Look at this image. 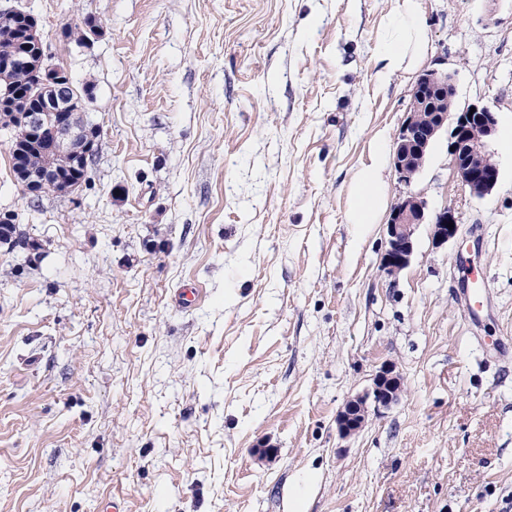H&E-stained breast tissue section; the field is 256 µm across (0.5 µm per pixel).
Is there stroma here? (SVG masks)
Masks as SVG:
<instances>
[{
	"label": "stroma",
	"instance_id": "stroma-1",
	"mask_svg": "<svg viewBox=\"0 0 512 512\" xmlns=\"http://www.w3.org/2000/svg\"><path fill=\"white\" fill-rule=\"evenodd\" d=\"M93 84L90 182L30 200L0 132V512H512V0H425L427 70L488 104L500 169L471 197L448 132L387 205L450 206L398 276L389 215L346 219L415 77L373 66L394 0H22ZM102 32L81 44L65 25ZM483 266L488 310L457 298ZM201 300L179 303L185 285ZM398 401L344 438L384 362ZM270 440L271 460L255 449ZM430 221L433 224V238L437 242L444 243L459 236V224L452 208L443 207L435 212ZM448 223H454V228L449 229Z\"/></svg>",
	"mask_w": 512,
	"mask_h": 512
}]
</instances>
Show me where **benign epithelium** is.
Instances as JSON below:
<instances>
[{"label":"benign epithelium","instance_id":"1","mask_svg":"<svg viewBox=\"0 0 512 512\" xmlns=\"http://www.w3.org/2000/svg\"><path fill=\"white\" fill-rule=\"evenodd\" d=\"M20 69L39 71V81L32 86L30 94L49 99L53 104L50 109L18 107L14 111V126L20 134L28 140H43L41 173L35 190L71 194L78 187L64 183L63 168L89 166L95 151L96 139L81 123L82 112L86 111V102L93 98V93L86 94L85 102L77 103L69 72L58 59L45 52L34 59L17 48L0 57V81L6 82L5 89H0L1 104L11 98L10 76ZM449 84V74L430 71L420 76L416 88L433 90ZM474 108L473 113L467 108L450 114L438 103L431 112H408L396 139L394 165L400 179L408 182L419 172L432 142L449 125V146L453 147L449 151L450 163L459 181L474 197L483 198L490 194L500 177L490 149L497 118L496 113L483 103L475 104ZM428 219L433 224V238L437 242L444 243L459 236V224L452 208L444 207L430 217L424 200L414 196L403 199L394 208L387 224L388 248L383 265L388 274L396 276L408 267L414 250L415 228ZM449 223L454 224V228L447 227ZM401 390L402 376L395 364L381 365L371 389L347 401L339 413L340 434L349 437L358 433L369 411L378 412L389 407L398 399Z\"/></svg>","mask_w":512,"mask_h":512}]
</instances>
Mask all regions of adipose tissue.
Wrapping results in <instances>:
<instances>
[{"label": "adipose tissue", "mask_w": 512, "mask_h": 512, "mask_svg": "<svg viewBox=\"0 0 512 512\" xmlns=\"http://www.w3.org/2000/svg\"><path fill=\"white\" fill-rule=\"evenodd\" d=\"M424 0H394L385 34L380 39L373 77L378 84L391 82L397 72L415 73L427 60L428 43L423 23ZM388 162L385 137L376 138L371 147L370 163L355 176L347 221L374 224L386 208L382 173Z\"/></svg>", "instance_id": "adipose-tissue-1"}]
</instances>
